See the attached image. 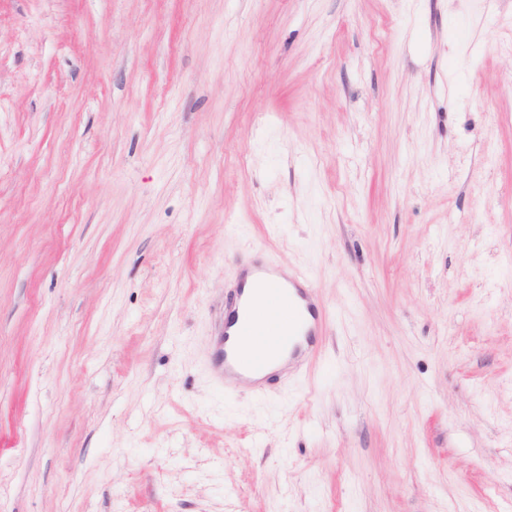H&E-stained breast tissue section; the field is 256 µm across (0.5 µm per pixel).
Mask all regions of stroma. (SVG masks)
<instances>
[{
    "mask_svg": "<svg viewBox=\"0 0 512 512\" xmlns=\"http://www.w3.org/2000/svg\"><path fill=\"white\" fill-rule=\"evenodd\" d=\"M0 512H512V0H0ZM253 275L257 285L265 290L272 306L271 314L280 319V325L274 332L266 334L272 336L268 342L272 354L267 358H257L243 341L242 336H245L251 347L262 351L260 340L266 336H246L255 313L254 300L250 292L238 288L236 295L237 307L242 310L241 329L234 335L224 329V345L217 354L216 367L220 385L258 392L262 385L251 377L264 370L269 360L287 348L290 359L296 360V367H301L303 361L318 353L320 337L326 333L328 315L308 288L311 275L306 269H294L283 282L279 279L282 271L277 264L260 262L253 266ZM287 365L288 354H281L263 378L280 372Z\"/></svg>",
    "mask_w": 512,
    "mask_h": 512,
    "instance_id": "1",
    "label": "stroma"
}]
</instances>
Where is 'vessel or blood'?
Instances as JSON below:
<instances>
[{
    "mask_svg": "<svg viewBox=\"0 0 512 512\" xmlns=\"http://www.w3.org/2000/svg\"><path fill=\"white\" fill-rule=\"evenodd\" d=\"M253 275L267 295L272 314L280 320L268 342L273 354L289 352L291 359L299 363L313 358L327 329V314L308 288L310 273L297 268L285 275L277 264L261 262L254 265ZM267 364V359L250 352L239 334L225 335L216 358L220 384L254 391L261 388L255 376Z\"/></svg>",
    "mask_w": 512,
    "mask_h": 512,
    "instance_id": "obj_1",
    "label": "vessel or blood"
}]
</instances>
